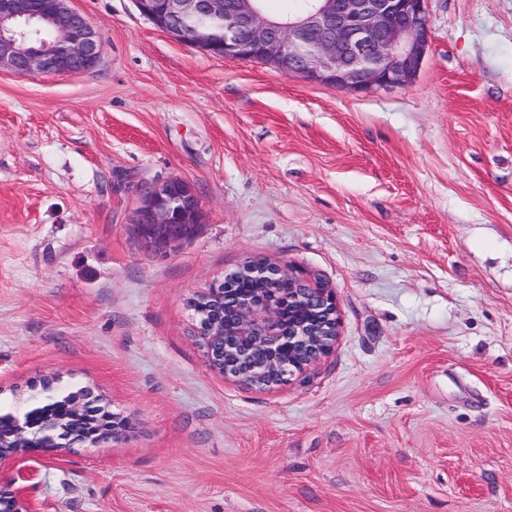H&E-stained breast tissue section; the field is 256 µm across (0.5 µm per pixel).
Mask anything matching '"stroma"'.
Wrapping results in <instances>:
<instances>
[{
    "label": "stroma",
    "instance_id": "stroma-1",
    "mask_svg": "<svg viewBox=\"0 0 512 512\" xmlns=\"http://www.w3.org/2000/svg\"><path fill=\"white\" fill-rule=\"evenodd\" d=\"M72 5L93 68L0 70V407L57 378L131 427L26 460L42 512H512V0H428L418 75L367 94ZM169 177L203 222L161 259L129 225ZM253 259L339 298L332 353L265 390L190 307Z\"/></svg>",
    "mask_w": 512,
    "mask_h": 512
}]
</instances>
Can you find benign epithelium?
<instances>
[{
    "label": "benign epithelium",
    "mask_w": 512,
    "mask_h": 512,
    "mask_svg": "<svg viewBox=\"0 0 512 512\" xmlns=\"http://www.w3.org/2000/svg\"><path fill=\"white\" fill-rule=\"evenodd\" d=\"M70 2L54 0L44 12L35 0H0V69L29 75L93 67L102 36ZM426 2L307 0L301 13L278 21L261 11L260 0H134L159 29L204 55L253 59L310 83L363 93L406 86L420 71L431 41ZM202 17L214 20L222 35L189 37V24ZM138 197L129 232L142 251L166 257L197 235L202 202L186 181L145 182ZM242 278L260 287L240 288ZM191 307L210 369L250 387L291 381L328 356L339 336L336 289L320 276L266 260L244 262L223 283L199 292ZM43 389L90 427L40 419L35 406L22 415L9 412L12 429L0 432V512H37L26 497L35 473L18 466L22 457L95 447L128 427L125 419L106 424L87 390L51 381Z\"/></svg>",
    "instance_id": "obj_1"
}]
</instances>
